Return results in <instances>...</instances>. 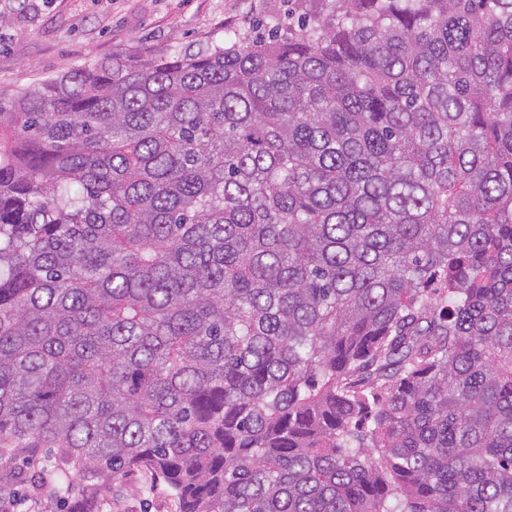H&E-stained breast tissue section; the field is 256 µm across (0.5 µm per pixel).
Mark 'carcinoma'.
<instances>
[{"instance_id": "1", "label": "carcinoma", "mask_w": 512, "mask_h": 512, "mask_svg": "<svg viewBox=\"0 0 512 512\" xmlns=\"http://www.w3.org/2000/svg\"><path fill=\"white\" fill-rule=\"evenodd\" d=\"M179 512H512V0H326L0 97V460Z\"/></svg>"}]
</instances>
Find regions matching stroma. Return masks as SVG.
I'll return each mask as SVG.
<instances>
[{"mask_svg":"<svg viewBox=\"0 0 512 512\" xmlns=\"http://www.w3.org/2000/svg\"><path fill=\"white\" fill-rule=\"evenodd\" d=\"M323 0H0V94L37 87L42 80L115 56L174 49L195 52L223 44L227 31L271 26ZM49 449L0 464V512H76L93 500V512H179L167 486L140 470L120 479L97 465L73 478L59 497L53 485L33 487L32 477L52 470Z\"/></svg>","mask_w":512,"mask_h":512,"instance_id":"1","label":"stroma"}]
</instances>
